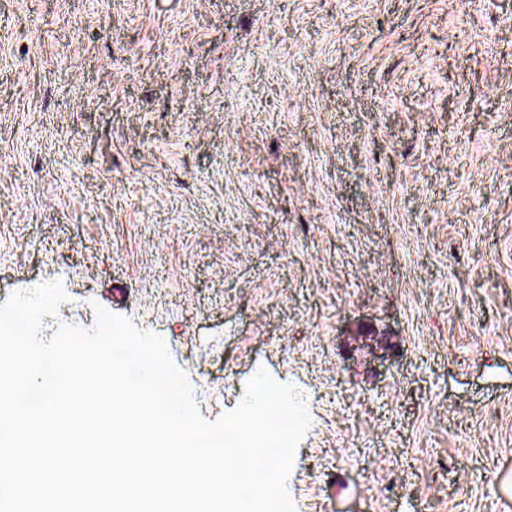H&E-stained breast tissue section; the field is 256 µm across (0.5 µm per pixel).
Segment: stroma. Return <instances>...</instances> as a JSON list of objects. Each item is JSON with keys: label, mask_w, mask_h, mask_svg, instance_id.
Instances as JSON below:
<instances>
[{"label": "stroma", "mask_w": 512, "mask_h": 512, "mask_svg": "<svg viewBox=\"0 0 512 512\" xmlns=\"http://www.w3.org/2000/svg\"><path fill=\"white\" fill-rule=\"evenodd\" d=\"M266 373L294 512H512V0H0V304Z\"/></svg>", "instance_id": "obj_1"}]
</instances>
